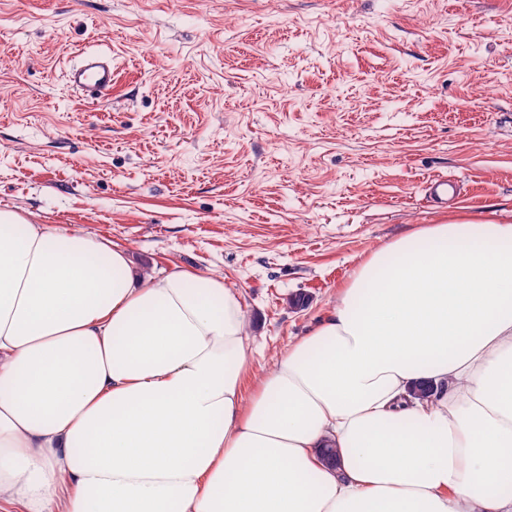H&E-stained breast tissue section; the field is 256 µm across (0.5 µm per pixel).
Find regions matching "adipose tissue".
Listing matches in <instances>:
<instances>
[{
    "label": "adipose tissue",
    "mask_w": 512,
    "mask_h": 512,
    "mask_svg": "<svg viewBox=\"0 0 512 512\" xmlns=\"http://www.w3.org/2000/svg\"><path fill=\"white\" fill-rule=\"evenodd\" d=\"M249 369L223 276L0 211V506L22 512H512V221L374 250L247 395Z\"/></svg>",
    "instance_id": "ef3b65f1"
}]
</instances>
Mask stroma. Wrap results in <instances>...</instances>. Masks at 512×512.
Masks as SVG:
<instances>
[{"mask_svg":"<svg viewBox=\"0 0 512 512\" xmlns=\"http://www.w3.org/2000/svg\"><path fill=\"white\" fill-rule=\"evenodd\" d=\"M1 210L223 275L252 392L373 250L512 214V0H0ZM71 85L89 97H98L112 88V57L102 53L87 54L80 64L67 72Z\"/></svg>","mask_w":512,"mask_h":512,"instance_id":"35a3bbf8","label":"stroma"}]
</instances>
